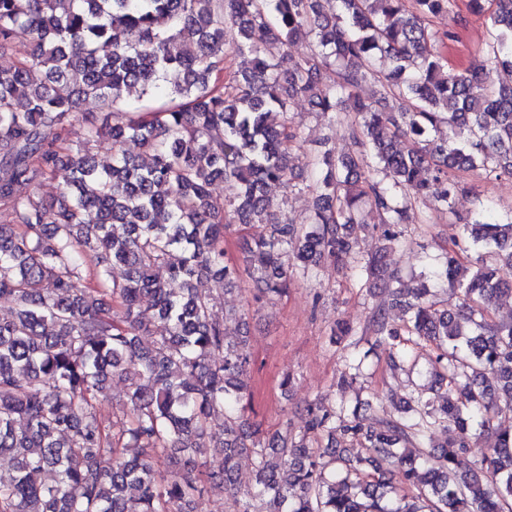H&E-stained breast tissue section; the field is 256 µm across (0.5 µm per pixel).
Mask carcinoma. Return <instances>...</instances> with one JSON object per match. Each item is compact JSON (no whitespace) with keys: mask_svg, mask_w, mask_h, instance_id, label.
I'll return each mask as SVG.
<instances>
[{"mask_svg":"<svg viewBox=\"0 0 512 512\" xmlns=\"http://www.w3.org/2000/svg\"><path fill=\"white\" fill-rule=\"evenodd\" d=\"M471 2L490 40L475 63L451 69L442 48L458 32L425 21L456 0H0V203L11 216L0 225V297L15 302L0 313V454L13 460L0 469V512H194L207 487L237 497L238 512H512V431L495 424L512 413V323L489 322L512 297L499 276L512 267V210L462 218L475 255L452 249L428 269L432 284L461 293L457 312L384 270L411 200L452 207L453 171L512 177V0ZM301 34L315 48L296 56ZM230 51L249 56L250 70L227 71ZM383 53L387 72L373 69ZM370 81L410 108H377L359 95ZM133 91L141 107L109 123ZM297 96L332 118L354 114L356 147L313 157L314 215L301 224L268 215L264 196L271 183L292 184ZM89 98L103 111L75 112ZM77 121L82 134L69 143ZM390 126L410 149L385 136ZM105 139L140 154L121 151L100 168L93 150ZM61 171L58 198L16 194ZM233 224L256 229L240 266L224 261ZM357 230L384 242L360 259V279L390 289L404 313L394 325L373 311L371 331L393 362L432 348L448 388L439 405L409 399L374 430L357 404L315 403L304 429L261 438L243 405L248 337L227 340L210 283L233 287L245 274L255 300L280 296L320 262L344 263ZM116 376L127 401L107 423L95 401ZM439 428L448 442L436 447ZM318 432H339L367 455L316 451ZM475 432L490 444L472 465L464 454ZM207 438L217 453L206 470L158 483V463H180ZM243 455L255 470L244 492Z\"/></svg>","mask_w":512,"mask_h":512,"instance_id":"obj_1","label":"carcinoma"}]
</instances>
